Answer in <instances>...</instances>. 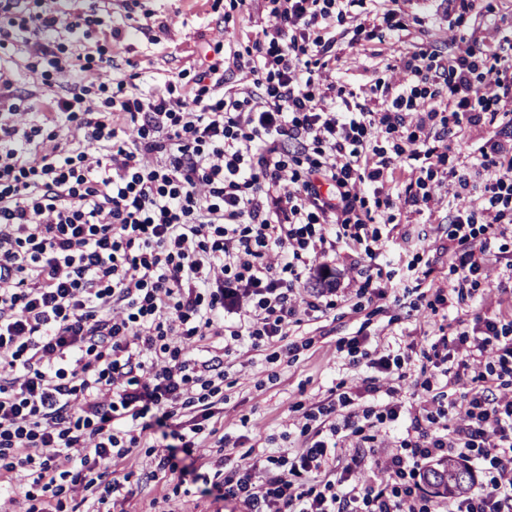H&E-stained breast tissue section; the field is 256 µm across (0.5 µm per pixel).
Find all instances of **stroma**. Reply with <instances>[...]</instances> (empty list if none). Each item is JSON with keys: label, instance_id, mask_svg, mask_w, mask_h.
I'll use <instances>...</instances> for the list:
<instances>
[{"label": "stroma", "instance_id": "stroma-1", "mask_svg": "<svg viewBox=\"0 0 512 512\" xmlns=\"http://www.w3.org/2000/svg\"><path fill=\"white\" fill-rule=\"evenodd\" d=\"M54 5L67 14L96 19L88 37L75 42V58L65 78L50 87L42 85L40 78L25 68L24 44L17 42L0 49V64L15 72V94L29 98L38 108L83 79L81 58L89 53L101 54L104 59L100 79L121 80L145 89L168 81L190 87L211 46L221 42L244 50L268 20L266 0H55ZM373 8L372 0H357L352 21L320 32L321 37L336 39L338 61L332 75L337 86L354 91L373 84L394 86L402 59L423 49L448 54L452 38L483 36L489 21L495 22L498 36L512 34V0H475L470 11L456 2L447 15L438 0H403L397 18L404 29L396 39L380 17L375 19L373 33L355 32V25L371 15ZM448 146L445 165L436 168L427 182L434 211L396 212L400 229L415 234L424 225L447 222L452 195L444 181L446 170L471 167L481 160L476 148H465L456 135H449ZM367 262L366 256L355 252L337 253L331 262L337 306L297 327V338L305 346L296 358L273 356L256 365L243 356L225 358L224 402L219 415L225 434L239 440L234 456L251 448L259 451L299 445L295 424L300 414L295 404L308 407L330 400L332 387L363 376V368L350 366L346 345L347 338L358 334L364 337L362 349L371 351L380 344L400 357L408 380L400 398L412 403L409 383L417 378L423 364L421 352L433 316L426 298L417 292L407 294L399 304L386 300L383 312L367 315L368 297L359 291L357 272L358 266ZM401 262L430 270L437 282L453 283L459 278L436 237L429 238L425 248L403 255ZM114 500L111 512H240L239 504L221 499L213 484L174 475L158 477L126 497L115 494Z\"/></svg>", "mask_w": 512, "mask_h": 512}]
</instances>
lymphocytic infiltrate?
Returning <instances> with one entry per match:
<instances>
[{"instance_id": "f902f5d3", "label": "lymphocytic infiltrate", "mask_w": 512, "mask_h": 512, "mask_svg": "<svg viewBox=\"0 0 512 512\" xmlns=\"http://www.w3.org/2000/svg\"><path fill=\"white\" fill-rule=\"evenodd\" d=\"M354 2L269 0L271 24L232 55L253 78L238 96L224 92L220 42L188 91L168 82L115 97L91 78L47 102L40 121L0 73V496L21 486L25 512H64L63 496L97 488L86 512H101L124 488L113 458L173 418L192 454L222 400L224 355L275 345L296 357L292 327L335 308V289L301 287L337 244L369 258L364 287L385 275L378 298L420 288L419 272L390 267L425 235L384 238L375 210L433 204L425 179L448 139L426 130L438 111L487 132L480 169L454 175L475 195L443 229L462 278L437 285L438 303L499 264L494 244L511 233L500 208L512 202V144L497 130L512 129V39L489 51L459 37L448 58L406 61L391 100L360 97L337 90L325 72L335 42L317 35ZM90 25L0 0V48L23 42L44 82L70 65L54 32ZM422 79L447 94L416 112L403 90ZM63 122L76 130L66 142ZM382 132L403 148L386 155L374 143ZM389 182L401 191L386 192ZM215 336L223 355L196 353ZM423 357L447 391L414 382L420 406L408 409L389 383L398 357L366 353V376L304 413L299 447L211 462L223 498L243 512H512V323L493 311L469 332L438 325ZM451 457L473 463L482 483L434 500L426 468Z\"/></svg>"}]
</instances>
